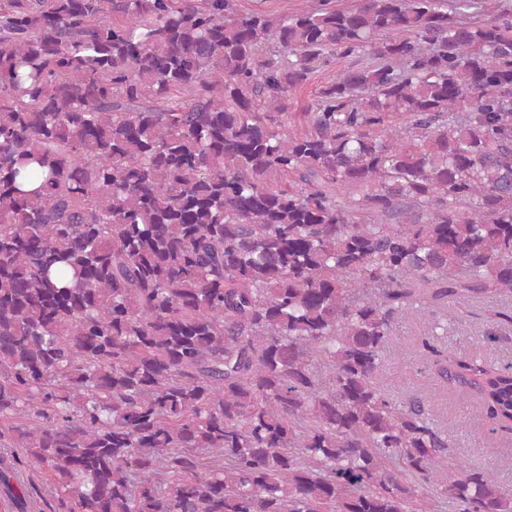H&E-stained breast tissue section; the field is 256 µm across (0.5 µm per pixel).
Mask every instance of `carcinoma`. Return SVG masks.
Here are the masks:
<instances>
[{"label":"carcinoma","instance_id":"obj_1","mask_svg":"<svg viewBox=\"0 0 512 512\" xmlns=\"http://www.w3.org/2000/svg\"><path fill=\"white\" fill-rule=\"evenodd\" d=\"M0 0V492L30 512H512L378 382L398 318L512 436V12ZM341 70L285 131L297 91ZM23 448L19 456L13 449ZM495 307L490 302L471 303L461 308L453 318L448 317L447 321H442L444 330L439 333L448 350L456 353L482 352L479 349L481 336L493 327L489 321L491 310Z\"/></svg>","mask_w":512,"mask_h":512}]
</instances>
